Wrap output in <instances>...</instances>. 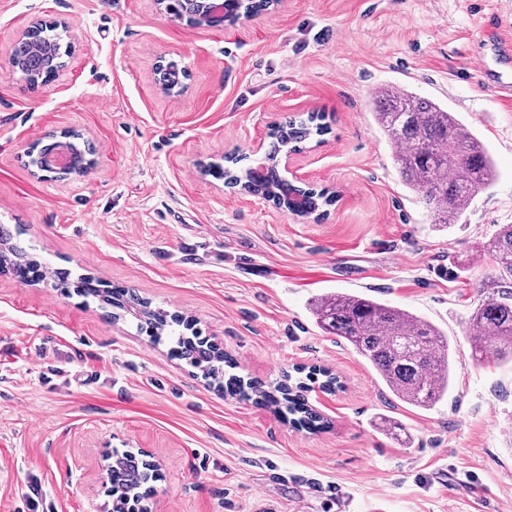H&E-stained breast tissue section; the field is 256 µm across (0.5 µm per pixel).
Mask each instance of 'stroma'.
Listing matches in <instances>:
<instances>
[{
    "mask_svg": "<svg viewBox=\"0 0 512 512\" xmlns=\"http://www.w3.org/2000/svg\"><path fill=\"white\" fill-rule=\"evenodd\" d=\"M512 0H280L234 24L196 26L156 0H0V63L30 26H56L58 80L0 72V225L50 270L0 272V512H106L104 453L155 469L141 512H512V362L473 360L466 320L493 270L482 248L512 224V103L478 63L512 80L481 15ZM188 76L164 93L158 61ZM447 105L488 148L497 177L454 226L438 228L405 187L371 113L381 87ZM328 127L291 168L337 192L298 217L199 163L246 164L285 120ZM78 132L89 174L43 180L28 152ZM127 288L178 315L266 386L335 374L306 398L311 433L231 395L169 335L71 282ZM359 294L429 320L448 337L453 383L430 410L402 403L309 305ZM402 425L394 439L381 417Z\"/></svg>",
    "mask_w": 512,
    "mask_h": 512,
    "instance_id": "stroma-1",
    "label": "stroma"
}]
</instances>
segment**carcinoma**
Returning a JSON list of instances; mask_svg holds the SVG:
<instances>
[{"label":"carcinoma","mask_w":512,"mask_h":512,"mask_svg":"<svg viewBox=\"0 0 512 512\" xmlns=\"http://www.w3.org/2000/svg\"><path fill=\"white\" fill-rule=\"evenodd\" d=\"M33 37L60 49L61 36L52 26L35 25ZM21 66L20 73L33 84L45 76L43 54L35 51L27 40L13 49ZM375 123L394 145L392 161L403 184L418 193L439 225L460 216L475 196L488 188L496 178L491 155L480 139L444 105L420 97L406 88L387 86L373 95ZM327 126L322 116L309 115L304 120L290 119L270 133L272 143L266 160L247 169H236L237 159L224 168V180L240 185L239 176L257 175L255 190L268 193L274 203L286 209L305 204L311 215L333 202L326 191L293 189L283 181L271 159L283 149L296 147L313 136H322ZM495 262L494 272L486 277L480 292L486 294L468 316L471 350L474 360L498 364L512 361V224L502 225L484 245ZM16 265L14 274L23 275V267L37 263L23 248L14 243L3 257ZM86 297H98L110 306L126 311L137 309L140 329L149 336L168 326L166 318L147 307L135 294L124 289H101L87 286L79 289ZM311 311L318 326L328 334L345 341L376 370L384 385L400 401L429 410L448 396L451 362L448 336L436 325L407 310L387 305L363 295L330 293L316 298ZM175 355L189 360L209 377L224 374L220 363L224 356L214 349L187 343L176 334ZM302 381L294 385L281 383L272 390L259 382H251L258 401L278 407L286 405L295 416L293 423L314 428L320 416L308 408L301 392ZM111 488L119 491L112 497V512H125L128 496L146 484L151 465L127 453L112 457Z\"/></svg>","instance_id":"1"}]
</instances>
